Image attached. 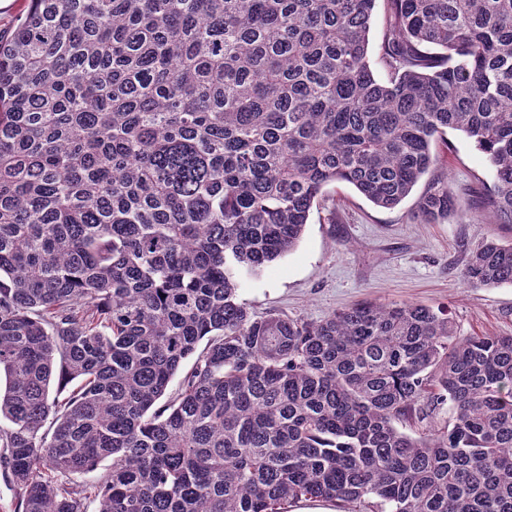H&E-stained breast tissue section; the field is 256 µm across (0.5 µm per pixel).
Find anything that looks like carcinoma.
<instances>
[{
    "label": "carcinoma",
    "instance_id": "carcinoma-1",
    "mask_svg": "<svg viewBox=\"0 0 512 512\" xmlns=\"http://www.w3.org/2000/svg\"><path fill=\"white\" fill-rule=\"evenodd\" d=\"M450 131L512 224V0H26L0 38L14 512H512V336L239 300L330 185L393 209L428 175L417 215L447 217ZM463 276L512 286V243Z\"/></svg>",
    "mask_w": 512,
    "mask_h": 512
}]
</instances>
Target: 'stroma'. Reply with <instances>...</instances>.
Instances as JSON below:
<instances>
[{"mask_svg":"<svg viewBox=\"0 0 512 512\" xmlns=\"http://www.w3.org/2000/svg\"><path fill=\"white\" fill-rule=\"evenodd\" d=\"M448 185L458 199L448 219L416 215L422 193L397 208L375 207L347 184L329 186L295 251L244 277L239 295L253 312L319 320L364 299L446 310L461 336H512V286L473 288L462 271L470 249L512 242V224H494L480 204L493 174L471 139L449 134Z\"/></svg>","mask_w":512,"mask_h":512,"instance_id":"35a3bbf8","label":"stroma"}]
</instances>
